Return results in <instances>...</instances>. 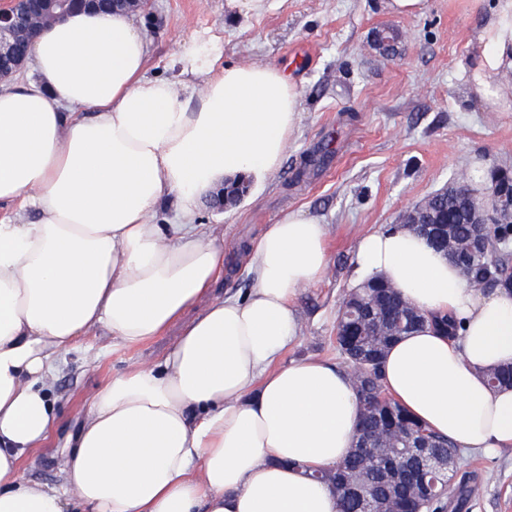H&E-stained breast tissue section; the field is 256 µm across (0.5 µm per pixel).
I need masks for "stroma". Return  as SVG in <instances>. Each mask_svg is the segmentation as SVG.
Segmentation results:
<instances>
[{
	"label": "stroma",
	"instance_id": "obj_1",
	"mask_svg": "<svg viewBox=\"0 0 512 512\" xmlns=\"http://www.w3.org/2000/svg\"><path fill=\"white\" fill-rule=\"evenodd\" d=\"M140 21L151 41L150 75L175 77L182 42L195 35L220 46L221 62L274 65L297 86L300 121L273 177L224 210L205 205L195 217L224 236L219 297L253 288L242 249L282 212L301 208L329 225V265L297 296L302 333L286 359L341 363L336 318L353 287L361 234L400 223L408 207L462 174L512 171V112L486 108L460 67L481 23L471 0H426L411 16L389 14L383 0H266L257 13L230 0H151ZM383 27L403 35L391 57L373 43ZM179 333L175 325L136 345L90 335L61 357L55 427L24 457L23 475L60 485L57 460L94 394L138 364L161 362ZM461 466L481 491L466 499L451 492L448 512H512V446L462 453Z\"/></svg>",
	"mask_w": 512,
	"mask_h": 512
}]
</instances>
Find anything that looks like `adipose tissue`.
Here are the masks:
<instances>
[{"instance_id":"ef3b65f1","label":"adipose tissue","mask_w":512,"mask_h":512,"mask_svg":"<svg viewBox=\"0 0 512 512\" xmlns=\"http://www.w3.org/2000/svg\"><path fill=\"white\" fill-rule=\"evenodd\" d=\"M475 95L512 109V0H492L472 36ZM187 40L174 78L148 75L131 14L85 11L44 27L33 80L0 85V512H339L309 478L341 462L358 427L347 372L283 361L300 332L295 300L328 258V227L284 212L250 247L255 286L213 295L224 247L193 217L221 185L273 175L300 120L297 88L269 64L215 69ZM174 206L176 224L153 220ZM354 279L382 276L455 337L426 327L392 345L384 384L457 448L512 446V388L487 369L512 363V292L470 287L461 270L401 226L356 243ZM163 365L109 380L61 459L62 483L25 479L21 461L50 435L59 357L92 331L127 344L175 322Z\"/></svg>"}]
</instances>
